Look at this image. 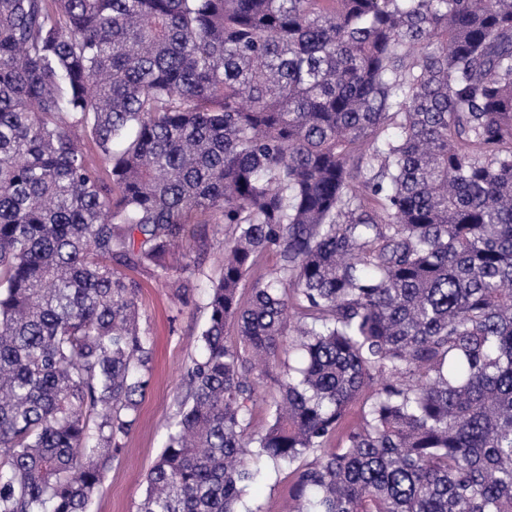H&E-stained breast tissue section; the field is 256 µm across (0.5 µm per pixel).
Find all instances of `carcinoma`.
<instances>
[{
	"instance_id": "cac0c4a2",
	"label": "carcinoma",
	"mask_w": 512,
	"mask_h": 512,
	"mask_svg": "<svg viewBox=\"0 0 512 512\" xmlns=\"http://www.w3.org/2000/svg\"><path fill=\"white\" fill-rule=\"evenodd\" d=\"M199 213L224 275L138 512H238L264 462L287 512H512V0H0V512H87L149 385L112 261L168 273Z\"/></svg>"
}]
</instances>
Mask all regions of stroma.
Masks as SVG:
<instances>
[{
  "instance_id": "35a3bbf8",
  "label": "stroma",
  "mask_w": 512,
  "mask_h": 512,
  "mask_svg": "<svg viewBox=\"0 0 512 512\" xmlns=\"http://www.w3.org/2000/svg\"><path fill=\"white\" fill-rule=\"evenodd\" d=\"M184 250L199 255V266L181 273L175 288L159 273L125 268L136 286L141 327L153 345L150 385L140 416L124 440V449L110 464L89 512H137L145 493V478L162 452L168 426L185 393L182 377L201 350L200 333L207 320L206 298L224 271V227L200 224L187 237ZM287 472L266 468L263 478L245 487L242 506L247 512H280L288 498Z\"/></svg>"
}]
</instances>
